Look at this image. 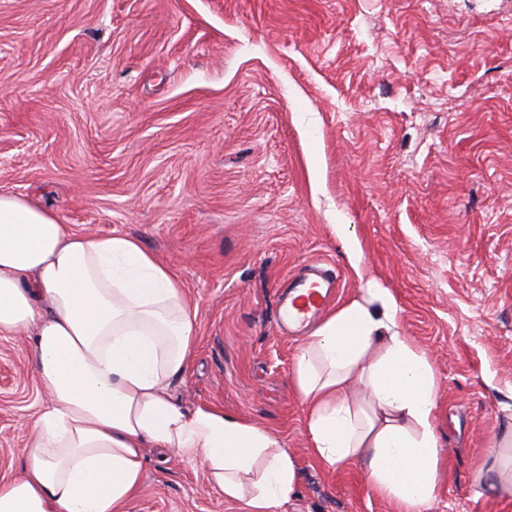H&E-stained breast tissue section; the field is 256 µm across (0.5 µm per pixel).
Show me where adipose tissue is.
I'll list each match as a JSON object with an SVG mask.
<instances>
[{
  "label": "adipose tissue",
  "mask_w": 512,
  "mask_h": 512,
  "mask_svg": "<svg viewBox=\"0 0 512 512\" xmlns=\"http://www.w3.org/2000/svg\"><path fill=\"white\" fill-rule=\"evenodd\" d=\"M295 357L310 453L365 464L396 512H423L444 467L435 370L397 325L390 289L368 277ZM197 307L140 240L75 231L47 208L0 194V336L30 335L46 402L27 423V467L0 480V512H127L148 460L174 452L244 512H279L294 457L265 425L173 386L193 356Z\"/></svg>",
  "instance_id": "obj_1"
}]
</instances>
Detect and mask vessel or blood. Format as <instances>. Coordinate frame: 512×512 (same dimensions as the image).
<instances>
[{"mask_svg": "<svg viewBox=\"0 0 512 512\" xmlns=\"http://www.w3.org/2000/svg\"><path fill=\"white\" fill-rule=\"evenodd\" d=\"M339 285L340 275L333 267L318 262L305 265L288 277L278 296L279 325L304 326L324 310Z\"/></svg>", "mask_w": 512, "mask_h": 512, "instance_id": "b4317fda", "label": "vessel or blood"}]
</instances>
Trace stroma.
Instances as JSON below:
<instances>
[{
	"instance_id": "stroma-1",
	"label": "stroma",
	"mask_w": 512,
	"mask_h": 512,
	"mask_svg": "<svg viewBox=\"0 0 512 512\" xmlns=\"http://www.w3.org/2000/svg\"><path fill=\"white\" fill-rule=\"evenodd\" d=\"M0 193L138 238L198 307L176 396L269 427L299 466L286 512H393L364 466L309 455L304 338L278 286L336 267V225L431 361L445 468L426 512H512L480 469L512 406V0H0ZM0 336V479L43 402ZM128 512H244L147 449Z\"/></svg>"
}]
</instances>
